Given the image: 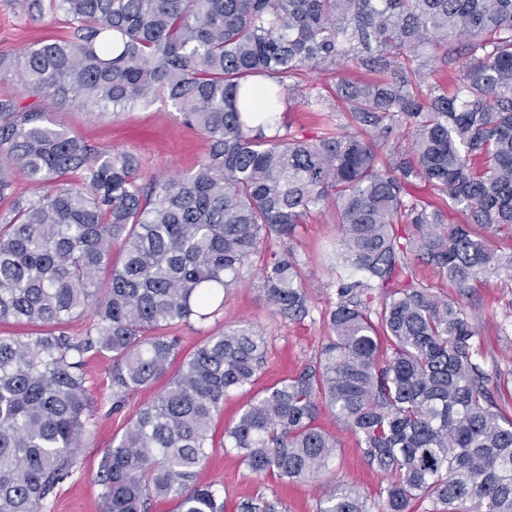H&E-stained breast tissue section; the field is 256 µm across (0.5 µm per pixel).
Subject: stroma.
<instances>
[{"instance_id":"1","label":"stroma","mask_w":512,"mask_h":512,"mask_svg":"<svg viewBox=\"0 0 512 512\" xmlns=\"http://www.w3.org/2000/svg\"><path fill=\"white\" fill-rule=\"evenodd\" d=\"M63 17L45 16L34 20L25 15L13 0H0V52L12 53L35 41L65 35ZM337 73L312 71L298 80V89L288 101L289 133L297 138L320 135L325 124L320 113L308 111L304 100L326 94L334 87ZM43 106L59 127L74 131L100 151L115 149L134 155L143 180L158 175L169 177L193 173L206 159L207 139L196 129L183 125L171 105L156 103L150 109L134 108L120 114L99 113L95 108L58 106L43 99ZM336 210L329 207L313 212L288 238L270 236L264 246L272 251L291 249L300 263L301 277L308 296V315L291 320L281 315L263 290L261 256H253L243 270V280L230 287L224 308L206 321L179 323L171 335L179 339V353L189 355L206 338L224 328L246 321L268 339L266 359L250 387L229 392L215 416L212 434L215 447L198 469L196 480L214 483L224 492L225 512H238L243 500L262 495L279 499L288 512H316L328 488L356 487L369 503H377L388 477L368 461L360 438L321 411L319 424L335 437L337 448L328 470L320 477L300 482H284L273 476L249 471L236 454L224 452L221 442L225 427L234 425L241 410L263 389L270 387L315 360L328 341V314L336 303V250L338 247ZM415 278L437 295L463 299L479 324L477 349L488 368L501 375V402L512 415V275L499 270L473 282L466 292L432 265L413 266ZM159 385L141 389L126 402L118 414L100 408L96 425L76 452L73 476L60 484L48 501L45 512H101V488L97 473L108 448L118 443L128 423L140 409L151 403Z\"/></svg>"}]
</instances>
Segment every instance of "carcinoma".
Segmentation results:
<instances>
[{
  "label": "carcinoma",
  "mask_w": 512,
  "mask_h": 512,
  "mask_svg": "<svg viewBox=\"0 0 512 512\" xmlns=\"http://www.w3.org/2000/svg\"><path fill=\"white\" fill-rule=\"evenodd\" d=\"M31 18L62 14L66 35L0 55V75L30 96L112 111L158 101L210 143L180 178L144 183L136 159L107 154L53 127L40 104L0 94V202L12 175L41 194L0 212V322L36 329L0 336V512H44L71 478L95 424L86 359H110L112 410L162 379L177 355L172 325L203 322L272 235L336 206L340 257L333 337L315 361L263 390L224 432L222 448L254 474L321 475L336 439L321 407L361 438L390 481L381 512H512V416L497 372L476 349L459 301L409 277L408 258L467 288L512 238V0H17ZM466 56L445 90L418 60ZM353 62L375 79L340 77L312 138L280 134L285 79ZM265 76L276 85L261 87ZM347 112L350 123L333 124ZM407 145L377 165L394 128ZM434 200L414 193L418 187ZM461 212L465 222L450 215ZM118 250L120 261L112 262ZM383 294L371 307L370 291ZM263 289L281 315L308 314L291 250L266 256ZM92 310L83 336L65 325ZM267 338L246 326L206 337L107 450L102 512H224L195 481L214 448L224 396L250 386ZM240 512H286L251 498ZM316 512H372L352 487Z\"/></svg>",
  "instance_id": "1"
}]
</instances>
